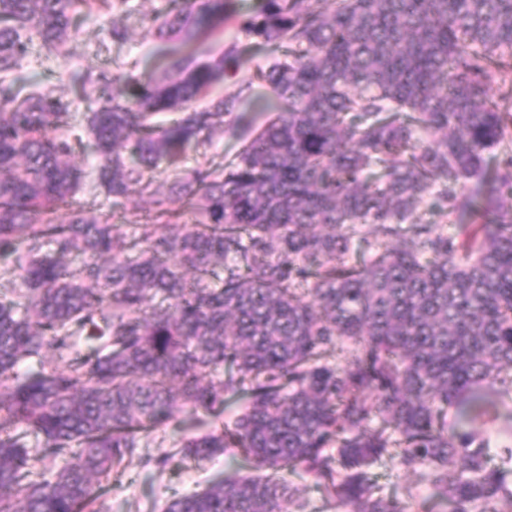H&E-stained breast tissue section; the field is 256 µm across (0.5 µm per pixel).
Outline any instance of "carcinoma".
I'll return each mask as SVG.
<instances>
[{"mask_svg":"<svg viewBox=\"0 0 512 512\" xmlns=\"http://www.w3.org/2000/svg\"><path fill=\"white\" fill-rule=\"evenodd\" d=\"M112 1L0 0V512H99L96 484L168 425L182 462L269 474L165 512H295L296 469L341 512H409L371 473L387 459L449 512H499L512 155L490 153L512 143V0H258L245 19L170 0L153 78L60 69L86 112L27 90L33 37L64 56ZM228 25L283 52L259 74L272 116L184 174L238 100L210 97L237 67L214 48ZM132 195L153 216L112 223ZM231 397L221 426L200 417Z\"/></svg>","mask_w":512,"mask_h":512,"instance_id":"obj_1","label":"carcinoma"}]
</instances>
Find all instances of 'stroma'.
<instances>
[{"label": "stroma", "mask_w": 512, "mask_h": 512, "mask_svg": "<svg viewBox=\"0 0 512 512\" xmlns=\"http://www.w3.org/2000/svg\"><path fill=\"white\" fill-rule=\"evenodd\" d=\"M166 6V0H126L124 5L98 19L84 21L79 33L68 42L69 66L95 69L136 59L140 62V72L150 71V53L155 46L152 21ZM114 23L126 28L128 38L123 44H111L109 52H102L100 41L106 38L108 28ZM224 40L237 43L239 48L236 75L218 89L219 94L227 96L253 82L258 69L266 67L269 58L251 51V38L238 32L235 26L225 28ZM255 111L251 99L242 98L235 113L226 116L223 133L215 135L212 144L207 146V154L232 157L252 137L251 131L243 129L239 117ZM177 440L172 432L157 433L155 440L140 450L122 476L100 488L96 503L100 512H163L171 498L201 490L209 480L228 473L233 466L231 457L226 454L186 467L167 463V456L175 452ZM373 473L385 494L410 497L418 504L430 498L431 491L420 473L397 470L388 462L376 465Z\"/></svg>", "instance_id": "obj_1"}]
</instances>
